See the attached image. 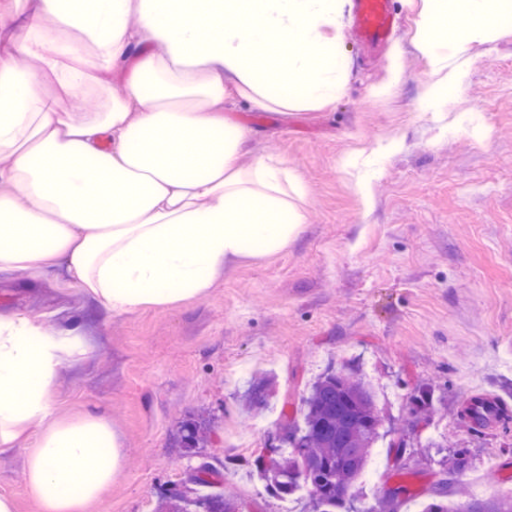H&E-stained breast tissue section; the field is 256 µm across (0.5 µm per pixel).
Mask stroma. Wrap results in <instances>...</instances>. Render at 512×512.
<instances>
[{
    "mask_svg": "<svg viewBox=\"0 0 512 512\" xmlns=\"http://www.w3.org/2000/svg\"><path fill=\"white\" fill-rule=\"evenodd\" d=\"M417 3L391 0L401 26L375 49L345 14L338 53L349 79L330 105L285 117L227 106L254 131L247 158L279 157L302 179L306 222L287 251L240 260L206 298L128 315L57 272L0 273V311L79 324L92 350L65 367L58 407L108 409L127 471L89 512H156L202 463L242 512H279L256 461L331 371L388 396L351 512H375L399 483L394 512H420L441 480L444 442L472 459L461 483L477 479L488 497L512 486V419L476 428L463 414L479 395L512 411V14L469 45L463 89H432L412 42ZM380 142L391 149L375 162ZM255 375L273 377L277 392L250 412L241 397ZM424 391L435 408L417 420L411 399ZM188 421L206 428L192 449L181 442ZM0 494L37 512L16 456H0Z\"/></svg>",
    "mask_w": 512,
    "mask_h": 512,
    "instance_id": "obj_1",
    "label": "stroma"
}]
</instances>
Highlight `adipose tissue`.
<instances>
[{"mask_svg":"<svg viewBox=\"0 0 512 512\" xmlns=\"http://www.w3.org/2000/svg\"><path fill=\"white\" fill-rule=\"evenodd\" d=\"M422 2L416 46L438 82L462 85L438 32L465 52L512 0ZM348 3L0 0V270L63 266L122 315L206 298L235 262L287 250L302 181L273 156L243 163L252 130L224 103L284 116L334 100ZM89 98L96 111H76ZM88 353L78 326L0 314V454L22 456L40 512H87L126 468L106 409H58L61 369Z\"/></svg>","mask_w":512,"mask_h":512,"instance_id":"obj_1","label":"adipose tissue"}]
</instances>
